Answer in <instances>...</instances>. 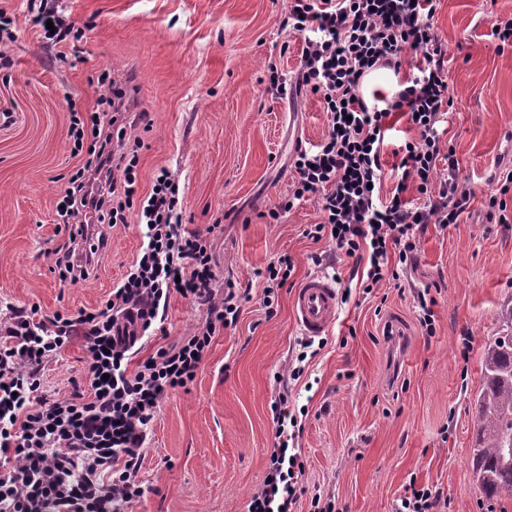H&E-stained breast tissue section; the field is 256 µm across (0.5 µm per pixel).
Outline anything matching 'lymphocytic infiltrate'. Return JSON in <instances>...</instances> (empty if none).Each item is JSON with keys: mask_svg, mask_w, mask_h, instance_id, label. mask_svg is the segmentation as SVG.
Wrapping results in <instances>:
<instances>
[{"mask_svg": "<svg viewBox=\"0 0 512 512\" xmlns=\"http://www.w3.org/2000/svg\"><path fill=\"white\" fill-rule=\"evenodd\" d=\"M437 7L438 0H290L283 20L302 39L297 84L319 96L328 127L318 144L297 148L292 190L268 216L279 220L296 203L316 199L322 220L306 237L328 240L365 262L368 294L386 270L415 263L423 225L448 227L470 207L458 162L442 152L437 130L453 106L448 47L434 27ZM33 22L53 23L51 43L70 47L75 62H83L78 31L50 0H40ZM405 67L411 75L403 89L364 95L367 75ZM97 86L95 109L71 114L72 151L83 162L60 199L68 240L55 266L64 281L87 276L75 255L90 212L103 225L135 219L147 244L97 310L46 321L33 307L0 322V512H123L140 499L143 444L157 409L194 381L216 331L235 325L241 310L234 283L216 285L207 238L185 228L171 173L159 169L150 190L140 193L142 139L127 133L125 89L107 70ZM401 120L410 134L398 139ZM388 154L397 183L385 196ZM175 295L206 306L205 323L129 369L128 352ZM77 334L88 352L89 393L47 398L43 364ZM272 413L279 444L248 512H294L304 493V466L287 442L286 395L274 401Z\"/></svg>", "mask_w": 512, "mask_h": 512, "instance_id": "obj_1", "label": "lymphocytic infiltrate"}]
</instances>
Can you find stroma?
<instances>
[{
    "instance_id": "stroma-1",
    "label": "stroma",
    "mask_w": 512,
    "mask_h": 512,
    "mask_svg": "<svg viewBox=\"0 0 512 512\" xmlns=\"http://www.w3.org/2000/svg\"><path fill=\"white\" fill-rule=\"evenodd\" d=\"M29 2L0 0L15 34L0 69V110L13 113L0 125V319L12 307L46 318L100 307L142 246L137 224H119L87 279L64 282L55 270L53 251L67 239L56 204L81 163L70 110L93 109L105 68L131 86L130 113L146 128L140 190L167 168L187 229L211 233L218 280L246 296L194 382L158 408L139 473L146 492L127 512H247L277 446L271 405L281 392L300 425L306 493L297 512H309L315 494L334 498L338 512H396L412 482L441 492L440 512H512V493L482 501L471 466L482 352L512 300V223H488L484 208L492 176L512 171V48L498 51L492 35L495 20L512 18V0L438 2L454 105L437 129L471 206L448 228L426 225L413 268L368 295L364 265L306 237L321 220L316 200L276 223L267 216L288 195L296 146L327 131L317 95L269 85V64L286 81L298 70L302 39L282 27L289 0H55L85 33L86 61L74 68L32 26ZM283 254L295 271L268 308L255 271ZM311 275L351 296L301 364L306 336L290 302ZM426 288L436 300L431 336L418 321L416 294ZM205 318V306L172 297L165 335L145 341L138 359ZM87 357L74 336L44 365L46 395L85 393Z\"/></svg>"
}]
</instances>
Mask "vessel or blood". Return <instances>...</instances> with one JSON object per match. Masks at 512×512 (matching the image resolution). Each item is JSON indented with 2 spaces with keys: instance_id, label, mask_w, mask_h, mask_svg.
Segmentation results:
<instances>
[{
  "instance_id": "vessel-or-blood-1",
  "label": "vessel or blood",
  "mask_w": 512,
  "mask_h": 512,
  "mask_svg": "<svg viewBox=\"0 0 512 512\" xmlns=\"http://www.w3.org/2000/svg\"><path fill=\"white\" fill-rule=\"evenodd\" d=\"M295 321L310 336L324 334L335 322L338 295L335 285L320 276L305 279L293 295Z\"/></svg>"
}]
</instances>
